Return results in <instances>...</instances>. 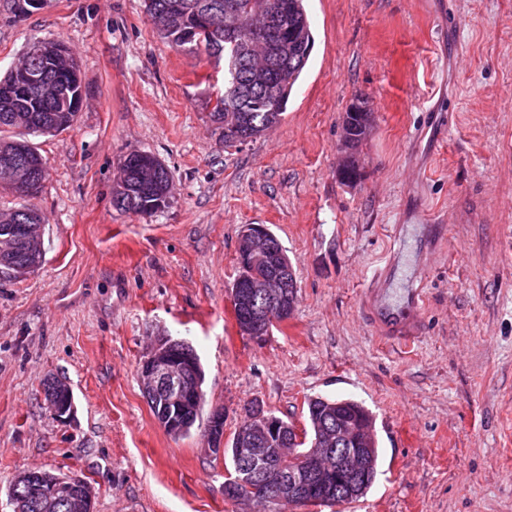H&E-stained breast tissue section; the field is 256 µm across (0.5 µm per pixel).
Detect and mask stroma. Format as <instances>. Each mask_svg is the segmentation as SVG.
I'll use <instances>...</instances> for the list:
<instances>
[{
  "mask_svg": "<svg viewBox=\"0 0 512 512\" xmlns=\"http://www.w3.org/2000/svg\"><path fill=\"white\" fill-rule=\"evenodd\" d=\"M314 46L284 118L225 146L209 112L224 69L178 50L143 0H0V76L30 43L62 39L85 105L35 137L47 174L32 204L44 258L0 279V512L29 467L74 472L95 512H256L224 497L203 428L153 416L140 362L166 336L205 372V412L232 438L253 405L297 427L308 398L372 413L376 480L361 512H512V0H307ZM368 98L363 179L337 175L343 117ZM151 153L174 194L150 217L112 204L120 159ZM263 224L286 249L297 303L256 340L231 311L237 242ZM444 225L437 242L427 227ZM426 295L420 341L380 338L359 307L376 269ZM75 411L56 418L45 378ZM46 385L42 384V394L47 398V404L53 414L59 419H67L74 412V403L71 399L69 386L58 379H45Z\"/></svg>",
  "mask_w": 512,
  "mask_h": 512,
  "instance_id": "obj_1",
  "label": "stroma"
}]
</instances>
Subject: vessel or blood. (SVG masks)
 <instances>
[{
	"mask_svg": "<svg viewBox=\"0 0 512 512\" xmlns=\"http://www.w3.org/2000/svg\"><path fill=\"white\" fill-rule=\"evenodd\" d=\"M388 275L380 270L371 288L366 289L361 306L373 329L395 344L407 347L422 333L425 294L422 289H405L399 300H391L383 286Z\"/></svg>",
	"mask_w": 512,
	"mask_h": 512,
	"instance_id": "vessel-or-blood-1",
	"label": "vessel or blood"
}]
</instances>
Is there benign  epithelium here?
<instances>
[{
  "mask_svg": "<svg viewBox=\"0 0 512 512\" xmlns=\"http://www.w3.org/2000/svg\"><path fill=\"white\" fill-rule=\"evenodd\" d=\"M39 54L50 63L69 56L66 46L53 40L42 44ZM46 83L44 73L36 68L17 67L11 80L0 84V96L14 111H27L30 92ZM84 95L78 94L72 99L57 102L51 98H42V105H52L51 112L42 117L41 123L53 126L54 131L63 129L65 111L80 110ZM164 166L155 155L133 151L119 162L118 183L123 190L140 189L154 185V175ZM0 167L8 173V181L21 188L23 193L34 195L41 188L46 173L45 161L34 155L23 164H16L5 156ZM44 224L41 213L32 209L26 213L23 224H0V276L21 278L36 269L43 257ZM249 248L238 255V274L231 287V304L238 320L242 322L239 330L247 336L261 337L268 327L272 313L282 315L294 310L292 292L296 291L295 281L289 278L293 274L290 266L280 269L274 280L279 287L269 292L267 305L257 308L253 305V296L260 283L254 279L255 269L267 263L274 255L271 232L263 224H249L241 233ZM19 250L27 253L32 265L17 267L10 258ZM140 374L144 379L143 388L147 396L159 398L176 408L201 402L200 388L194 386L196 366L188 352L176 342L165 337L157 339L147 356L142 360ZM42 386L43 397L53 414L59 419H67L74 412L69 386L58 379H45ZM254 419L262 428L260 437L241 435L236 443V453L242 459L245 475L241 480L245 498L253 500L262 497L269 502L301 506L305 503H321L329 500L334 493L332 486L337 484L341 496L350 497L359 492L357 475L367 462L370 449L362 447L363 428L351 422H340L336 428L328 429L327 436L336 437L341 447L336 449V468L322 465L329 456V448L323 439L312 441L310 448L298 455H290L294 466L288 471L273 472L267 465L268 441L274 439L278 444L287 442V434L280 418L257 408ZM17 480L36 489L32 501H17L11 498L13 512L29 507L36 512H50L61 502L68 504L72 512H94L96 492L92 485L82 477L71 473H55L27 469Z\"/></svg>",
  "mask_w": 512,
  "mask_h": 512,
  "instance_id": "benign-epithelium-1",
  "label": "benign epithelium"
}]
</instances>
